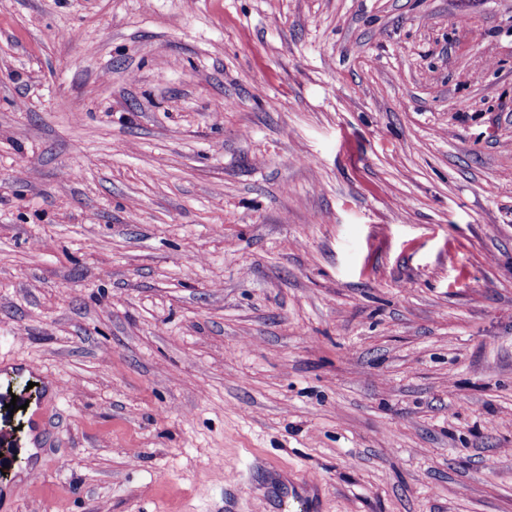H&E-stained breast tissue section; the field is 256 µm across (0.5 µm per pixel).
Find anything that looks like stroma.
I'll return each instance as SVG.
<instances>
[{"label": "stroma", "mask_w": 512, "mask_h": 512, "mask_svg": "<svg viewBox=\"0 0 512 512\" xmlns=\"http://www.w3.org/2000/svg\"><path fill=\"white\" fill-rule=\"evenodd\" d=\"M30 362L0 512H512V0H0ZM46 396H43L32 409L29 419V433L23 435L11 428L0 429V445L2 448H30L32 441L38 435L46 437L57 429L56 413L43 406Z\"/></svg>", "instance_id": "obj_1"}]
</instances>
